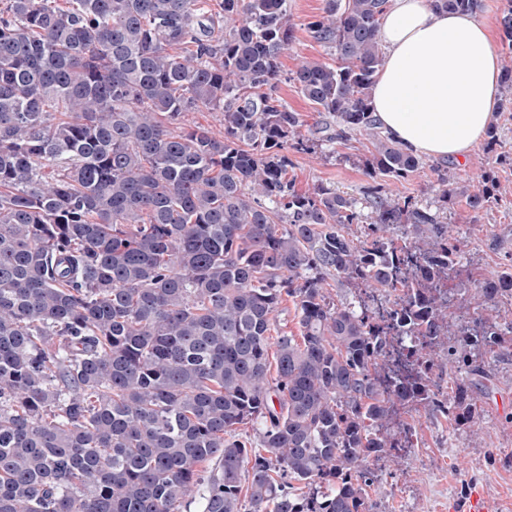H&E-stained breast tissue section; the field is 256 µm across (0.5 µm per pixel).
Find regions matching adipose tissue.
<instances>
[{"label":"adipose tissue","instance_id":"obj_1","mask_svg":"<svg viewBox=\"0 0 512 512\" xmlns=\"http://www.w3.org/2000/svg\"><path fill=\"white\" fill-rule=\"evenodd\" d=\"M379 38L371 100L384 133L417 155L466 159L500 100L502 63L486 23L428 0H389Z\"/></svg>","mask_w":512,"mask_h":512}]
</instances>
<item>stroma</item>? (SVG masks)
<instances>
[{
    "instance_id": "35a3bbf8",
    "label": "stroma",
    "mask_w": 512,
    "mask_h": 512,
    "mask_svg": "<svg viewBox=\"0 0 512 512\" xmlns=\"http://www.w3.org/2000/svg\"><path fill=\"white\" fill-rule=\"evenodd\" d=\"M323 5L324 0H288L294 47L281 59L278 93L299 113L307 129L319 122L320 114L289 76L303 61L330 59L306 29ZM492 121L499 129L501 147L491 153L484 143H477L467 160L453 162L448 171L451 183L474 189L483 187L486 172H493L497 180L489 203L480 212H472L464 198L457 196L444 215L462 241L464 271L458 285L470 299L465 306L449 309L453 322L460 325L487 315L503 326L512 323L511 301L492 306L475 297L486 277L512 262V105L496 110ZM373 151L372 139L358 133L348 142L325 143L311 153L292 149L288 179L301 194L323 185L359 199L370 184L364 162ZM432 163V158H424L408 178L385 182V192L421 205L434 201L438 182ZM482 366L489 383L475 394L476 426L458 427L421 407L401 413L400 423L411 430L407 447L370 463L375 475L370 489L375 512H448L450 503L466 501L476 489L497 503V512H512V407L502 410L497 406L498 399L512 396V341L485 355Z\"/></svg>"
}]
</instances>
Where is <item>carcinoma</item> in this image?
Segmentation results:
<instances>
[{
	"label": "carcinoma",
	"instance_id": "obj_1",
	"mask_svg": "<svg viewBox=\"0 0 512 512\" xmlns=\"http://www.w3.org/2000/svg\"><path fill=\"white\" fill-rule=\"evenodd\" d=\"M386 4L324 0L307 23L339 59L290 77L323 113L310 138L277 93L288 0H6L0 512H373L367 463L398 447L396 407L476 422L479 353L506 333L448 320V165L434 207L383 194L421 164L371 105ZM196 111L224 131L172 129ZM357 132L375 143L363 201L293 189L288 148ZM455 194L475 211L490 198ZM329 279L405 294L339 308ZM479 293L512 300V265ZM287 298L301 336L277 337L271 362ZM440 365L467 369L451 396Z\"/></svg>",
	"mask_w": 512,
	"mask_h": 512
}]
</instances>
